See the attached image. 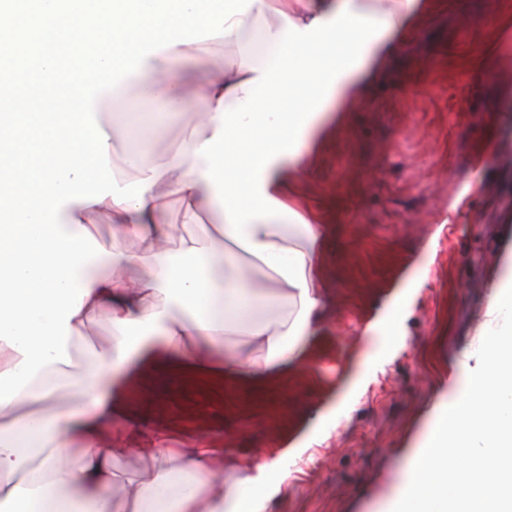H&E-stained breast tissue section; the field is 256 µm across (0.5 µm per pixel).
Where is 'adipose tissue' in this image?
Instances as JSON below:
<instances>
[{"label": "adipose tissue", "instance_id": "obj_1", "mask_svg": "<svg viewBox=\"0 0 512 512\" xmlns=\"http://www.w3.org/2000/svg\"><path fill=\"white\" fill-rule=\"evenodd\" d=\"M412 2L254 0L227 40L242 44L264 20L262 58L240 52L195 92L172 66L201 61L203 43L147 59L134 77L140 96L196 111L199 131L186 152L153 166L126 156L148 182L141 206L108 197L71 201L61 212L66 229L81 231L96 215L140 248L81 267L87 294L69 322L72 337L105 311L116 332L94 350L92 364L68 373L51 364L0 404V512H113L116 490L136 512H257L250 484L226 482L214 450L169 448L161 434L139 451L143 474L119 477L112 461L125 449L100 437L106 401L117 377L141 359L195 370L207 363L205 349L220 350L225 375L255 388L295 359L324 304L321 226L299 210L281 172L296 160V145L329 124L333 108L357 98L366 47L400 26ZM172 197L181 223H199L212 201L224 221L211 233L179 234L162 221ZM215 233L224 239L219 288L198 276L214 262ZM241 331L251 353L226 352L228 337ZM65 393L79 400L67 413L15 415L22 404H50Z\"/></svg>", "mask_w": 512, "mask_h": 512}]
</instances>
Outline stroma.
<instances>
[{"instance_id":"35a3bbf8","label":"stroma","mask_w":512,"mask_h":512,"mask_svg":"<svg viewBox=\"0 0 512 512\" xmlns=\"http://www.w3.org/2000/svg\"><path fill=\"white\" fill-rule=\"evenodd\" d=\"M495 0H416L383 34L381 66L341 128L301 144V205L325 229V304L303 359L258 390L221 375L136 366L112 387L108 432L127 454L115 472L141 474L137 450L156 433L179 448L247 458L258 512H391L402 476L441 407L477 365L494 283L512 278V31L491 73L476 78ZM136 88L105 108L112 172L134 183L142 164L186 146L185 116L162 115L150 141L128 115Z\"/></svg>"}]
</instances>
